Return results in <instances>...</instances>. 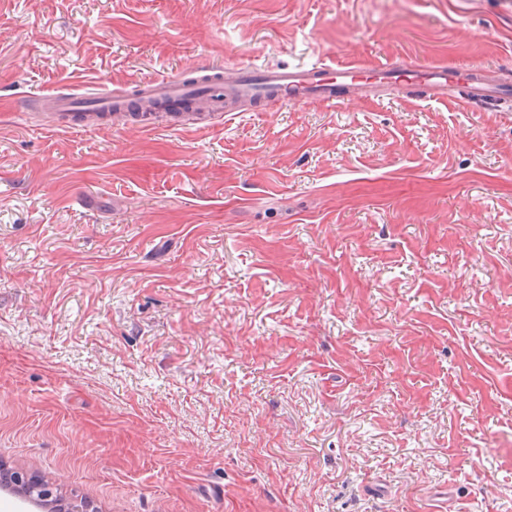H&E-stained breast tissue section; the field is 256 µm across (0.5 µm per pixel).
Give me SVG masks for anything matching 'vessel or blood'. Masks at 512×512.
<instances>
[{
  "label": "vessel or blood",
  "mask_w": 512,
  "mask_h": 512,
  "mask_svg": "<svg viewBox=\"0 0 512 512\" xmlns=\"http://www.w3.org/2000/svg\"><path fill=\"white\" fill-rule=\"evenodd\" d=\"M233 74L228 81L223 70L188 65L173 76L140 86L138 92L158 112H184L201 103L220 112L234 111L240 102L251 103L257 111L312 101L333 105L352 94L366 96L384 89L400 92L411 87L425 97L464 106H498L512 101L511 85L494 81L477 69L459 77L439 65L390 62L368 68L355 61L309 68L253 65L234 68ZM46 100L51 111L71 120L89 113L124 111L131 95L120 88L87 95L57 91L47 94Z\"/></svg>",
  "instance_id": "vessel-or-blood-1"
}]
</instances>
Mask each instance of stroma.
I'll use <instances>...</instances> for the list:
<instances>
[{"mask_svg": "<svg viewBox=\"0 0 512 512\" xmlns=\"http://www.w3.org/2000/svg\"><path fill=\"white\" fill-rule=\"evenodd\" d=\"M317 61L512 84V0H0V463L95 512H512V104H34ZM87 95L56 91L43 95L52 112L66 117L72 126H79L82 117L89 113L105 115L112 111L121 112L129 108L132 95L122 88L92 91ZM79 116L78 119H74Z\"/></svg>", "mask_w": 512, "mask_h": 512, "instance_id": "35a3bbf8", "label": "stroma"}]
</instances>
